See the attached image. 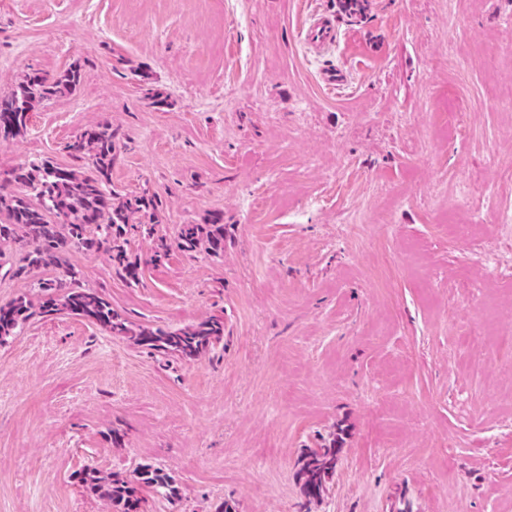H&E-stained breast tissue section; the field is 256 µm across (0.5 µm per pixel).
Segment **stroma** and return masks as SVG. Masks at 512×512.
<instances>
[{
    "mask_svg": "<svg viewBox=\"0 0 512 512\" xmlns=\"http://www.w3.org/2000/svg\"><path fill=\"white\" fill-rule=\"evenodd\" d=\"M362 3L0 0L1 91L80 72L0 175L108 120L158 235L224 216L218 257L130 234L135 284L70 250L130 324L224 338L189 361L35 313L0 346V512H108L79 477L140 464L178 489L143 512H512V0ZM338 434L305 503L301 453ZM305 40L317 52L332 46L336 42L335 21L325 16H314L304 30Z\"/></svg>",
    "mask_w": 512,
    "mask_h": 512,
    "instance_id": "obj_1",
    "label": "stroma"
}]
</instances>
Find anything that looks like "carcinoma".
I'll list each match as a JSON object with an SVG mask.
<instances>
[{
  "label": "carcinoma",
  "mask_w": 512,
  "mask_h": 512,
  "mask_svg": "<svg viewBox=\"0 0 512 512\" xmlns=\"http://www.w3.org/2000/svg\"><path fill=\"white\" fill-rule=\"evenodd\" d=\"M79 78L75 68L53 77L34 73L17 89L0 93V140L25 137L36 107L73 92ZM117 137L108 122L74 136L66 149L74 159L86 162L81 170L41 159L0 177V241L11 242L17 255L10 272L25 278L35 270L43 271L44 277L34 287L42 297L40 308L46 312L65 310L112 336H128L150 351L194 360L224 336L222 319L211 317L175 330L133 329L97 291L82 286L79 272L67 260L74 247L104 250L129 281H139L140 263L128 256L127 234L134 228L153 233L159 201L146 191L122 196L110 188ZM201 246L213 255L224 253L221 215L212 214L202 224L183 225L173 244H158L152 261L166 257L173 247L190 252ZM33 308L27 295L0 306V345L23 327ZM339 453L334 441L302 453L298 475L308 500L325 491L336 473ZM81 483L87 492L105 501L111 512H140L146 493L169 503L177 498L171 476L150 464L136 467L128 477L89 469Z\"/></svg>",
  "instance_id": "1"
}]
</instances>
